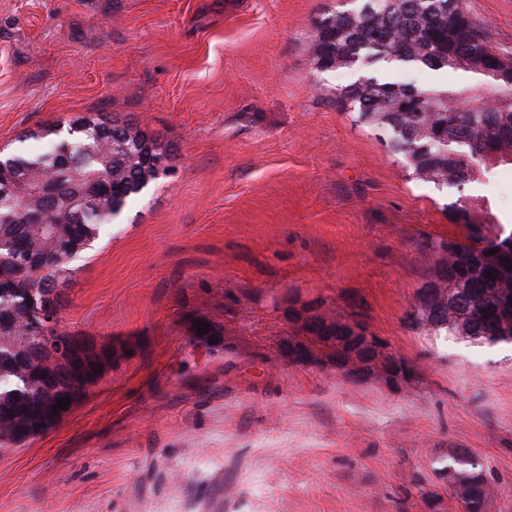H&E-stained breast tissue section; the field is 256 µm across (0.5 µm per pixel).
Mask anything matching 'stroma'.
Listing matches in <instances>:
<instances>
[{"label": "stroma", "mask_w": 512, "mask_h": 512, "mask_svg": "<svg viewBox=\"0 0 512 512\" xmlns=\"http://www.w3.org/2000/svg\"><path fill=\"white\" fill-rule=\"evenodd\" d=\"M512 56V0H464ZM346 0H0V150L101 113L169 146V171L70 265L60 330L112 358L61 422L0 450V512H456L433 461L488 464L512 512V344L409 330L462 240L457 192L416 180L317 71ZM512 233V164L470 183ZM356 318L416 364L401 392L279 353L292 307ZM221 328L199 347L192 321ZM442 498L433 510L429 492Z\"/></svg>", "instance_id": "1"}]
</instances>
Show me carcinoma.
<instances>
[{
  "mask_svg": "<svg viewBox=\"0 0 512 512\" xmlns=\"http://www.w3.org/2000/svg\"><path fill=\"white\" fill-rule=\"evenodd\" d=\"M444 42L446 56L436 48ZM310 51L320 72L367 71L338 88L336 101L356 121L386 132L417 179L460 192L494 165L512 162V59L493 50L463 0H363L320 19ZM488 58L498 62L492 73L484 70ZM425 69L451 70L459 80L417 85L393 77ZM168 157L139 124L107 115L72 121L45 152L0 155L1 448L45 433L24 435L19 427L41 414L46 391L39 378L53 371V353L73 340L55 326L50 340L32 339L45 328L36 310L61 312L70 262L167 170ZM482 207L469 197L451 205L468 242L425 245L447 259V276L458 277L456 311L437 310L427 321L415 314L422 294L435 289L436 263L414 294L408 328L512 343V322H497L512 297V235L490 237L494 222L474 216ZM491 249L496 253L487 254ZM434 471L457 512H485L492 483L469 449H453Z\"/></svg>",
  "mask_w": 512,
  "mask_h": 512,
  "instance_id": "carcinoma-1",
  "label": "carcinoma"
}]
</instances>
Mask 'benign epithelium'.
I'll list each match as a JSON object with an SVG mask.
<instances>
[{"mask_svg": "<svg viewBox=\"0 0 512 512\" xmlns=\"http://www.w3.org/2000/svg\"><path fill=\"white\" fill-rule=\"evenodd\" d=\"M288 318L299 325L304 335L290 343H282L280 352L286 359L298 353L306 364H315L318 362L317 347L330 346L336 351L337 356L332 364L344 372L354 371V377L360 382L376 380L389 389L401 390L417 379L418 372L415 370L407 372L391 370L389 367L391 352L380 341L374 345L371 344L372 338L367 335L366 329L362 326L357 327L354 323H349V328L353 332L366 335L369 345L353 347L348 344L346 337L332 336L328 317L313 307H290ZM111 356L110 348L92 340H84L72 346L64 354H56L54 366L62 368L64 377L51 378L47 382V391L50 393V398L45 405L47 412L54 411L56 415L65 417L73 406L69 405L64 410L58 408L57 392L65 386L78 382L85 387L89 386L100 376Z\"/></svg>", "mask_w": 512, "mask_h": 512, "instance_id": "7a95c632", "label": "benign epithelium"}]
</instances>
